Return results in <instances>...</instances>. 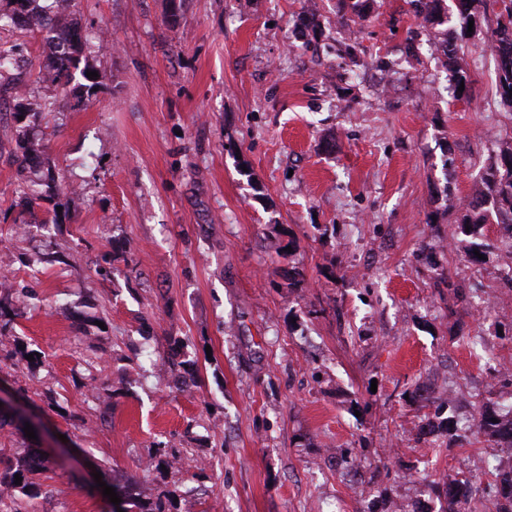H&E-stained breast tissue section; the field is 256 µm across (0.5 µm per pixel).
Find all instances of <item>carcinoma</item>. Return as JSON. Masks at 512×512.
I'll return each mask as SVG.
<instances>
[{
	"mask_svg": "<svg viewBox=\"0 0 512 512\" xmlns=\"http://www.w3.org/2000/svg\"><path fill=\"white\" fill-rule=\"evenodd\" d=\"M10 8H0V30L21 25L31 32L46 33L50 53L40 65V73L46 82L57 85L69 78L74 70H81L86 82L79 84L76 91L82 97L95 95L99 81L87 78V72L95 71L90 64L91 39L81 33V28L73 17L72 0H6ZM455 36L448 35L443 25L448 23V7L445 0H409L414 15L422 20L427 41L434 46V52L450 70L455 96L461 85L469 86V72L458 62L456 40L470 35L469 21L478 28L481 21L479 4L483 0H457ZM369 0H343L339 23L346 25L357 23L368 16ZM492 51L496 58V89L503 106L512 109V0H502V9L496 18L493 29ZM54 104L45 98L41 101L20 102L16 116L23 117L16 127V145L21 151L17 156L19 183L18 188L27 203L49 200L54 196L55 186L49 178L31 179L27 170L36 166L40 151L30 140L31 131L38 126L42 113L53 109ZM506 225L512 231V145L501 150L496 161L491 163L472 188L466 205V214L462 218L461 233L476 237L481 226L489 220ZM497 422H492V419ZM475 426L489 438L512 439V409L505 414L479 410L474 419ZM45 469L44 459L33 454L22 462L9 464L6 473L0 475V512H22L20 495L26 494L30 482L27 476L41 474ZM22 481L15 484V475ZM496 496L504 503L496 512H512V470L495 476ZM479 487L466 475H453L448 478L446 493L451 504L449 512H485V504L477 497ZM124 499V512H166L165 502L161 499L150 505L141 504L124 487L118 490Z\"/></svg>",
	"mask_w": 512,
	"mask_h": 512,
	"instance_id": "obj_1",
	"label": "carcinoma"
}]
</instances>
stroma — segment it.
Returning a JSON list of instances; mask_svg holds the SVG:
<instances>
[{"mask_svg": "<svg viewBox=\"0 0 512 512\" xmlns=\"http://www.w3.org/2000/svg\"><path fill=\"white\" fill-rule=\"evenodd\" d=\"M73 2L104 36L91 99L0 30L26 61L0 98V387L38 423L0 448L47 462L25 512H113L116 485L167 512H448L450 474L492 484L463 423L512 406V244L483 225L472 262L456 230L512 143L498 0L461 99L406 0H375L350 60L338 0L317 41L307 0ZM51 93L33 137L61 212L22 229L15 106ZM493 29L492 51L496 58V89L504 107L512 109V1L502 0Z\"/></svg>", "mask_w": 512, "mask_h": 512, "instance_id": "35a3bbf8", "label": "stroma"}]
</instances>
